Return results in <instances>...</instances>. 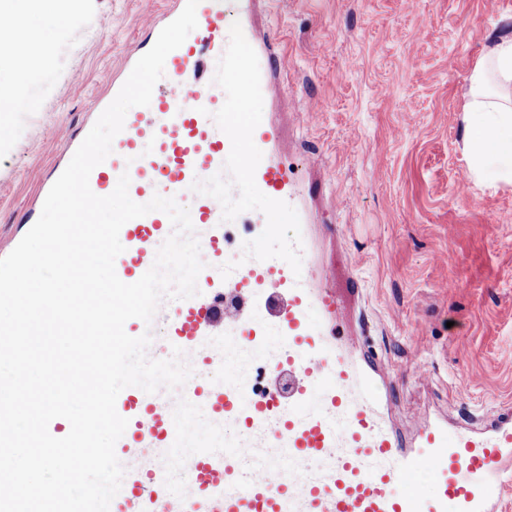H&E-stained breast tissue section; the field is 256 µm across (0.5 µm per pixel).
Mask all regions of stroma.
Returning a JSON list of instances; mask_svg holds the SVG:
<instances>
[{
	"mask_svg": "<svg viewBox=\"0 0 512 512\" xmlns=\"http://www.w3.org/2000/svg\"><path fill=\"white\" fill-rule=\"evenodd\" d=\"M163 3L73 0L80 39L0 14V28L46 32L51 56L0 142L1 237ZM246 24L288 88L263 97L269 154L291 170L313 269H352L348 319L401 372L383 387L395 424L407 438L420 413L484 429L512 408V185L468 179L463 115L512 0H252Z\"/></svg>",
	"mask_w": 512,
	"mask_h": 512,
	"instance_id": "35a3bbf8",
	"label": "stroma"
}]
</instances>
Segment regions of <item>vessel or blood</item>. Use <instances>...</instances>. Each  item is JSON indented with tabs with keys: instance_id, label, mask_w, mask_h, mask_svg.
I'll use <instances>...</instances> for the list:
<instances>
[{
	"instance_id": "1",
	"label": "vessel or blood",
	"mask_w": 512,
	"mask_h": 512,
	"mask_svg": "<svg viewBox=\"0 0 512 512\" xmlns=\"http://www.w3.org/2000/svg\"><path fill=\"white\" fill-rule=\"evenodd\" d=\"M196 16V39L169 53L149 105L128 111L111 154L93 169L89 184L95 194L106 196L120 175L128 174L133 201L143 204L157 194L175 198L188 208L192 223L203 228L199 293L161 301L155 315L161 339L148 347V357L163 359L176 347L190 350L206 328L234 323L240 328L235 344L268 373H287L288 394L255 391L252 374L234 370L225 373L223 387L190 382L180 396H166L161 403L131 386L116 400L118 414L128 421L116 451L173 445V409L182 397L207 404L234 423L264 430L268 443L260 452L245 448L244 455L257 462L244 481L238 476L241 457H189L186 464L198 474L199 495L183 501L180 512H497L512 485L511 410L483 434L418 420L413 444L404 445L391 423L390 403L377 387L378 378L390 376L391 368L363 349L359 336L341 321L332 289L314 287L310 266L296 274L285 261L256 260L240 267L231 280L222 278V206L193 192L191 185L221 172L231 151L229 137L210 117L226 99L214 76L229 42L230 23L223 0H200ZM149 49L142 44L123 58L84 130L92 129L97 113L115 99ZM254 178L262 193L287 200L286 166L261 159ZM171 231L168 216L160 211L124 224L119 233L124 251L115 261L118 278L128 284L139 280ZM268 288L287 298L277 336L266 335L251 316L255 299ZM229 292L237 295L235 308L217 317V306ZM318 457L324 469L313 479L304 464ZM423 470L436 477L429 495L411 482ZM167 494L165 469L158 466L125 482L110 509L157 512Z\"/></svg>"
}]
</instances>
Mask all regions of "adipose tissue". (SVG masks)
Returning a JSON list of instances; mask_svg holds the SVG:
<instances>
[{"instance_id": "ef3b65f1", "label": "adipose tissue", "mask_w": 512, "mask_h": 512, "mask_svg": "<svg viewBox=\"0 0 512 512\" xmlns=\"http://www.w3.org/2000/svg\"><path fill=\"white\" fill-rule=\"evenodd\" d=\"M42 54L14 51L6 57L13 74L9 94L0 93V113L9 114L28 97L47 67ZM512 33L496 36L471 80L470 103L464 115L463 151L472 178L512 184Z\"/></svg>"}]
</instances>
